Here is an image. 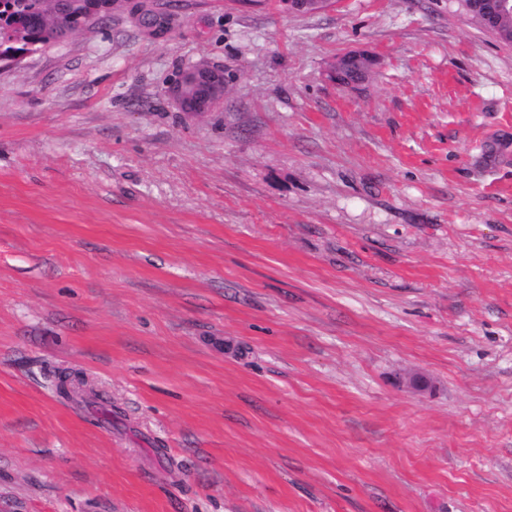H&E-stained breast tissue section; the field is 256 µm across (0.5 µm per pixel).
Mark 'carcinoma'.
I'll use <instances>...</instances> for the list:
<instances>
[{
	"label": "carcinoma",
	"mask_w": 512,
	"mask_h": 512,
	"mask_svg": "<svg viewBox=\"0 0 512 512\" xmlns=\"http://www.w3.org/2000/svg\"><path fill=\"white\" fill-rule=\"evenodd\" d=\"M459 2L473 22L512 44V12L497 13L491 23L470 0ZM92 7L105 18L112 12V0H0V48L8 52L61 43L79 30Z\"/></svg>",
	"instance_id": "1"
}]
</instances>
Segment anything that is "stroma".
Here are the masks:
<instances>
[{
	"instance_id": "stroma-1",
	"label": "stroma",
	"mask_w": 512,
	"mask_h": 512,
	"mask_svg": "<svg viewBox=\"0 0 512 512\" xmlns=\"http://www.w3.org/2000/svg\"><path fill=\"white\" fill-rule=\"evenodd\" d=\"M167 2L0 71V512H512V44ZM187 73L196 80L206 82L212 89V96L193 106L189 105L188 96L183 91L182 81L172 83L166 90L167 96L182 112H208L224 99V69L211 66L206 61L194 63Z\"/></svg>"
}]
</instances>
